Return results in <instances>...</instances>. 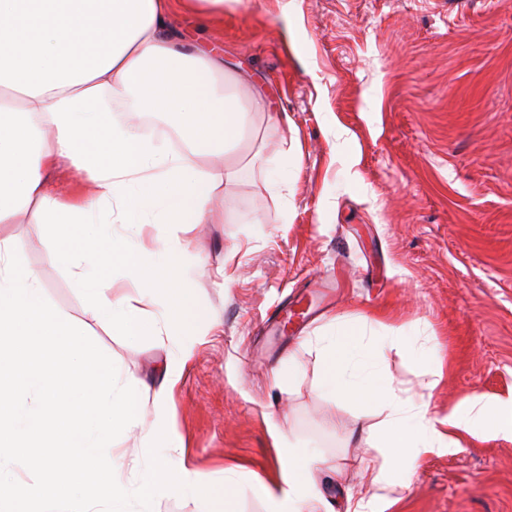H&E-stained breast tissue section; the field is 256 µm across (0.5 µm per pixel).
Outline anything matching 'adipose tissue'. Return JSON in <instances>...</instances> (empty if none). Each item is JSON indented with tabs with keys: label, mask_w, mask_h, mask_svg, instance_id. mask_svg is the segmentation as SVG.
<instances>
[{
	"label": "adipose tissue",
	"mask_w": 512,
	"mask_h": 512,
	"mask_svg": "<svg viewBox=\"0 0 512 512\" xmlns=\"http://www.w3.org/2000/svg\"><path fill=\"white\" fill-rule=\"evenodd\" d=\"M224 12V0H0V224L35 208L51 261L68 271L83 291L86 311L103 329L136 333L153 328L129 296L115 292L110 269L138 272L162 266L184 249L169 239L168 225L220 224L211 201L233 173L224 160L247 120L235 94L226 91L216 55L190 48L172 29L176 8ZM160 80L175 90L184 115L201 106L220 123L197 138L183 125L164 138L142 127L139 116L163 119L145 89ZM179 149L169 147V140ZM67 164L94 192L62 198L52 175ZM155 236L143 239L144 226ZM359 323L337 326L320 349L318 388L354 404L360 417L380 410L385 418L364 427L371 447L386 453L377 482L405 488L394 479L401 449L442 453L463 430L491 428L512 435V404L477 398L459 401L447 416L428 418L383 368L382 351L364 342ZM181 376L168 362L159 390L140 383L155 420L145 440L165 428V407ZM279 478L257 482L266 512H323L325 498L311 479L316 461L297 448L279 451Z\"/></svg>",
	"instance_id": "ef3b65f1"
}]
</instances>
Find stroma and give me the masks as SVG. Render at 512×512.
<instances>
[{
	"mask_svg": "<svg viewBox=\"0 0 512 512\" xmlns=\"http://www.w3.org/2000/svg\"><path fill=\"white\" fill-rule=\"evenodd\" d=\"M196 48L267 101L226 162L224 221L182 234L210 316L173 394L168 445L203 486L235 471L237 512L279 475L281 444L334 512L371 498L382 454L355 408L321 394L331 320L362 323L395 384L441 418L460 400L512 401V0H226L223 18L177 11ZM50 304L82 323L121 379L160 385L181 333L100 329L49 258L31 211L0 226ZM310 301L289 332L280 309ZM409 488L382 512H512V437L461 434L406 453Z\"/></svg>",
	"mask_w": 512,
	"mask_h": 512,
	"instance_id": "35a3bbf8",
	"label": "stroma"
}]
</instances>
